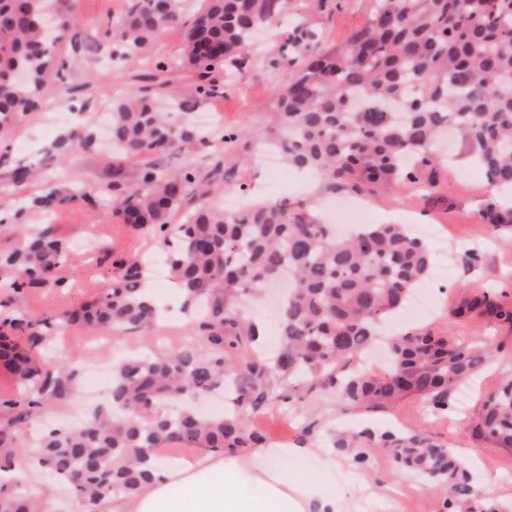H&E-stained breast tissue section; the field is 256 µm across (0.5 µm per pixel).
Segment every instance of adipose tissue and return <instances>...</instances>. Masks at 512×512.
Instances as JSON below:
<instances>
[{"label": "adipose tissue", "mask_w": 512, "mask_h": 512, "mask_svg": "<svg viewBox=\"0 0 512 512\" xmlns=\"http://www.w3.org/2000/svg\"><path fill=\"white\" fill-rule=\"evenodd\" d=\"M306 448L205 453L178 467L161 465L136 496L111 512H340L334 487L293 469Z\"/></svg>", "instance_id": "1"}]
</instances>
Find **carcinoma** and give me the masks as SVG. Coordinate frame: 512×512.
<instances>
[{
  "label": "carcinoma",
  "instance_id": "1",
  "mask_svg": "<svg viewBox=\"0 0 512 512\" xmlns=\"http://www.w3.org/2000/svg\"><path fill=\"white\" fill-rule=\"evenodd\" d=\"M77 24L74 0H0V134L41 108L48 80L67 84L61 42ZM185 27L179 69L195 82L193 99L171 97L168 111L154 97L171 82L168 59L154 60L156 79L112 101L109 138L121 154H162L178 146L204 152L210 167L187 163L170 172L154 163L135 182L115 173L98 191L61 192L50 182L22 197L24 210L49 214L78 202L106 207L123 224L147 227L182 293L190 342L170 352H143L112 367L111 406L78 429L40 434L33 462L53 486L73 491L85 512H104L114 498L132 497L156 477V448L179 444L219 453L262 448L264 434L247 417L268 400L269 369L256 356V324L234 306L246 289L258 291L288 273L281 303L278 367L288 375V400L309 386L339 395L344 407L379 408L409 394L433 407L483 369L493 336L473 338L423 330L387 340L391 367L376 375L358 360L381 325L400 311L431 273L433 256L404 224H363L348 236L322 223L307 200L275 198L226 211L212 198L223 188L224 145L196 126L194 113L224 95V81L248 68L261 27H288V48L268 57L286 64L292 80L278 95L272 138L286 164L315 171L318 190L362 194L408 182L431 194L437 187L441 132H457L493 187L512 189V0H372L370 18L347 45L326 48L294 8V0H124L112 26L118 58L141 54L163 31ZM97 148L90 128L66 127L49 147L61 163ZM181 223H173L178 213ZM485 223L512 232V206L492 196ZM20 244L0 255L17 292L40 282L60 285L57 271L67 246L51 226L31 234L15 224ZM109 287L98 298L53 322L18 312L4 319L27 336L28 346L0 334V364L35 395L40 409L64 400L74 376L64 365L31 352L48 346L63 327L94 331L147 330L162 317L143 284L141 261L112 263ZM460 318L481 316L512 327V306L488 293L467 295L454 308ZM241 381L222 414L177 407L179 393ZM30 417L16 408L0 420V471L21 449L13 444ZM473 430L498 448L512 449V376L487 396ZM330 447L364 465L370 448L383 450L399 473L421 475L447 489L448 512H501L476 491L466 465L425 434L370 428L332 433ZM48 489L0 492V512H38Z\"/></svg>",
  "mask_w": 512,
  "mask_h": 512
}]
</instances>
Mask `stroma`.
Here are the masks:
<instances>
[{"label":"stroma","instance_id":"35a3bbf8","mask_svg":"<svg viewBox=\"0 0 512 512\" xmlns=\"http://www.w3.org/2000/svg\"><path fill=\"white\" fill-rule=\"evenodd\" d=\"M79 18L75 38L65 40L62 50L74 60L69 76L70 91L46 86V110L73 108L75 101L89 97L93 106L79 112L77 121L86 127L102 123L114 97L127 90L144 86L145 75L152 71L150 60L160 54L178 61L184 40L183 28L168 30L163 41L149 53L135 57L120 70H112L110 29L120 14L122 0H74ZM303 19L318 31L324 46L340 47L351 32L363 26L370 14V0H333L329 10L315 8L313 0H296ZM288 67L271 70L263 58H254L251 67L238 74L224 87L223 96L202 104V111L215 115L219 128L236 133L224 153V185L229 192L243 190L249 198L269 197L270 186L291 197L307 196L316 185L315 177L288 167L268 169L257 148L266 138L274 120L278 90L292 78ZM247 135H240L241 127ZM44 112L24 118L6 136L0 138V186L9 184L17 162L39 154L44 141L57 136ZM449 164L437 171L438 186L432 197L424 198L408 184H397L365 200V223L428 225L436 241L430 246L435 264L448 266L447 277L431 276L430 306L420 316L405 321L408 329L454 331L465 336H493L500 342L499 352L478 377L475 386L454 391L448 407L436 410L419 395L402 398L390 407L374 411L344 409L332 394L304 393L302 401L282 403L279 392L285 381L273 373L268 401L249 417L250 424L261 428L271 446L288 445L322 448L331 428H396L426 434L442 440L454 453L467 460L481 494L502 505L512 504V450L498 448L487 439L475 436L472 422L484 397L493 391L500 378L512 372V328L475 317L460 321L450 311L458 298L469 292H491L501 304L512 306V241L482 220L480 210L489 196L490 187L484 174L470 162L462 147L450 144ZM154 155L115 157L109 149L79 157L68 167L44 160L42 179H55L62 190L83 184L98 189L112 183L114 171L135 177ZM30 230L50 223L57 238L73 248L71 261L61 268L63 286L35 285L15 292L0 288V316L16 310L34 317L54 319L64 312L97 298L110 280L114 259L141 256L152 248L147 231L135 230L112 218L108 210L91 212L79 204L56 210L50 219L30 213L24 218ZM475 251L479 262L475 268L462 265L465 251ZM156 303L168 311L167 316L150 331L127 333L113 331L111 341L85 329L74 327L72 335L56 339L54 353L66 364L76 359L103 353L110 362L149 348H177L185 334L179 312V291L171 279L152 282ZM365 467L352 466L337 456L326 454L302 458L294 466L314 480L330 482L336 489L346 512H440L446 498L442 485L397 473L389 457L372 449Z\"/></svg>","mask_w":512,"mask_h":512}]
</instances>
